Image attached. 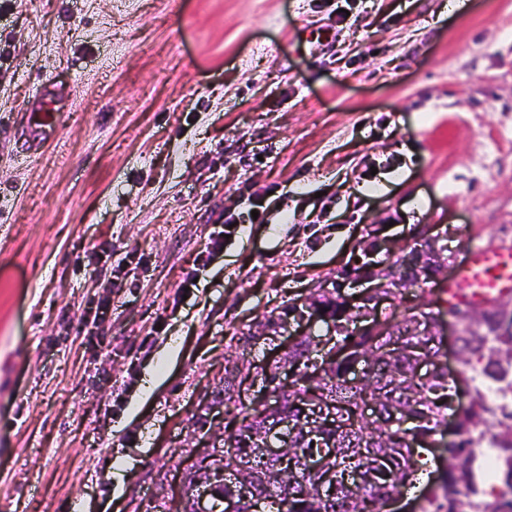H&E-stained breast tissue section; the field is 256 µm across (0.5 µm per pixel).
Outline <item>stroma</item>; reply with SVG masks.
Segmentation results:
<instances>
[{
  "instance_id": "stroma-1",
  "label": "stroma",
  "mask_w": 512,
  "mask_h": 512,
  "mask_svg": "<svg viewBox=\"0 0 512 512\" xmlns=\"http://www.w3.org/2000/svg\"><path fill=\"white\" fill-rule=\"evenodd\" d=\"M445 2L0 0V512H177L264 316L370 243L434 229L451 277L512 244V0ZM44 83L72 95L34 151Z\"/></svg>"
}]
</instances>
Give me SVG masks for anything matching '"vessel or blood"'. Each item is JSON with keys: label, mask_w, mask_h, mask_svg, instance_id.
Returning a JSON list of instances; mask_svg holds the SVG:
<instances>
[{"label": "vessel or blood", "mask_w": 512, "mask_h": 512, "mask_svg": "<svg viewBox=\"0 0 512 512\" xmlns=\"http://www.w3.org/2000/svg\"><path fill=\"white\" fill-rule=\"evenodd\" d=\"M66 102L67 96L60 88L40 86L32 104L33 121L28 129L33 142L40 144L57 134L59 124L55 113ZM509 293H512V249L492 245L471 246L456 282L446 289L452 303L464 299L488 304Z\"/></svg>", "instance_id": "obj_1"}]
</instances>
